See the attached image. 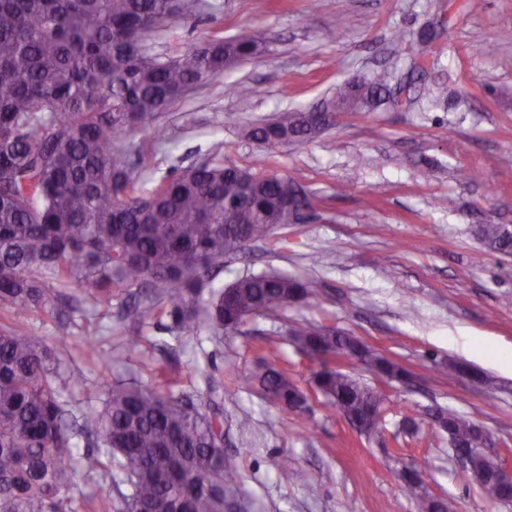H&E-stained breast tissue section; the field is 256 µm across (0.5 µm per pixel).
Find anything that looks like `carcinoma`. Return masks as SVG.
Returning a JSON list of instances; mask_svg holds the SVG:
<instances>
[{
    "mask_svg": "<svg viewBox=\"0 0 512 512\" xmlns=\"http://www.w3.org/2000/svg\"><path fill=\"white\" fill-rule=\"evenodd\" d=\"M198 0H0V512H98L95 497L74 496L77 471L93 477L117 471L128 486L124 512H224L237 479L224 458V401L215 392L193 401L170 384L107 383L100 405L75 413L63 398L59 354L21 331L31 312L79 297L97 309L112 297L134 298L128 317L142 326L170 307L172 329H237L252 316L309 302L310 283L280 273L238 278L212 288L224 257L288 223L289 206L312 199L291 179L219 162L191 165L147 186L128 159V136L149 128L185 89L224 75L262 51L260 39L206 38L174 58L145 44ZM382 102L389 73L365 81ZM356 82L325 103L331 126L353 107ZM317 136L315 117L297 110L255 126L252 140L276 146ZM489 253L512 255V233L481 224ZM210 289L199 307L203 289ZM294 343L320 361L312 382L331 409L378 433L368 419L383 402L374 388L323 356L347 350L365 369L402 381L410 374L354 337L300 324ZM82 350L109 368L123 353ZM265 391L290 411L307 397L287 371L268 366ZM448 440L469 436L476 423L442 411ZM89 449L75 451V439ZM420 512H451L447 501L419 493L404 478Z\"/></svg>",
    "mask_w": 512,
    "mask_h": 512,
    "instance_id": "carcinoma-1",
    "label": "carcinoma"
}]
</instances>
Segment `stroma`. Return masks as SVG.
Here are the masks:
<instances>
[{"instance_id":"1","label":"stroma","mask_w":512,"mask_h":512,"mask_svg":"<svg viewBox=\"0 0 512 512\" xmlns=\"http://www.w3.org/2000/svg\"><path fill=\"white\" fill-rule=\"evenodd\" d=\"M206 0L197 18L169 22L150 41L174 57L200 39L252 29L264 51L176 101L158 120L164 140L135 134L146 175L156 181L204 159L292 179L318 209L277 226L270 236L224 260L216 282L262 272L309 278L313 296L239 331L169 332L160 316L127 348L132 330L116 296L109 311L88 303L34 312L24 331L57 347L68 366L65 395L89 410L101 379H175V393L224 396V453L238 475L239 512H418L400 479L421 471L424 492L452 499L456 512H508L462 476L434 409L481 424L494 452L512 466V256L485 252L477 225L512 228V0ZM440 32L435 54L420 61L418 35ZM490 41L491 54L477 45ZM393 68L400 107L343 112L317 137L271 150L249 140V127L280 113L312 109L342 84ZM254 93L243 99L237 83ZM471 179L464 180L460 171ZM297 323L335 328L410 371L408 388L373 376L357 362L344 370L383 395L377 439L360 435L311 391L318 368L289 341ZM89 336L100 349H126L103 371L81 354ZM279 352L270 357L267 342ZM287 369L309 406L294 414L262 390L264 364ZM463 362L489 374L448 372ZM248 419L252 442L238 422Z\"/></svg>"}]
</instances>
